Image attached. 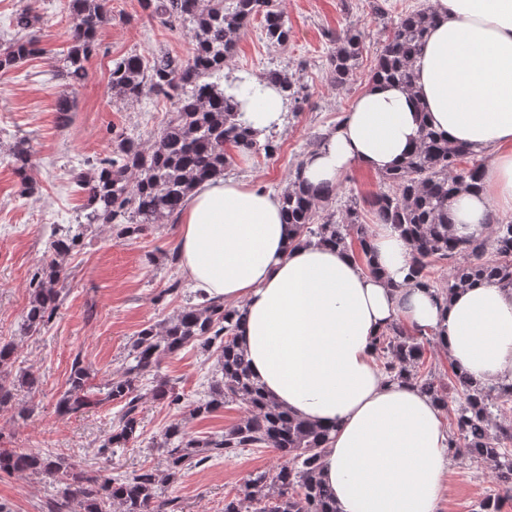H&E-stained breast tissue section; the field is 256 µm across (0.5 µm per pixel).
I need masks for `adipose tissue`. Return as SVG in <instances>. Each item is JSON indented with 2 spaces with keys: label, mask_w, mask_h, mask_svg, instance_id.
<instances>
[{
  "label": "adipose tissue",
  "mask_w": 512,
  "mask_h": 512,
  "mask_svg": "<svg viewBox=\"0 0 512 512\" xmlns=\"http://www.w3.org/2000/svg\"><path fill=\"white\" fill-rule=\"evenodd\" d=\"M431 3L414 88L369 83L326 146L304 158L302 176L317 187L355 168L388 171L425 124L485 158L479 188L450 203L455 236L482 235L512 214V0ZM253 85L247 122L282 126L281 94ZM179 222L181 272L209 298L244 306L238 345L266 395L331 427L321 479L336 512H436L449 464L443 410L381 372L373 339L396 320L441 327L442 349L473 381L512 382V289L480 281L437 302L408 282L412 247L386 224L373 241L378 276L336 248H289L279 194L231 179L196 187Z\"/></svg>",
  "instance_id": "adipose-tissue-1"
}]
</instances>
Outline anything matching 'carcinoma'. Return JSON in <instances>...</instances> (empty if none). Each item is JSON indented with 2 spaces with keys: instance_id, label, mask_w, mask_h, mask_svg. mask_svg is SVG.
<instances>
[{
  "instance_id": "obj_1",
  "label": "carcinoma",
  "mask_w": 512,
  "mask_h": 512,
  "mask_svg": "<svg viewBox=\"0 0 512 512\" xmlns=\"http://www.w3.org/2000/svg\"><path fill=\"white\" fill-rule=\"evenodd\" d=\"M108 2L66 0L72 45L57 65L68 88L58 101L64 120L71 110L70 95L88 78L86 63L96 50L98 31L112 21ZM140 4L163 27L188 35L193 54L182 59L159 52L148 60L128 54L112 61L108 85L113 103L133 105L147 97H163L173 111L151 143L123 130L114 131L109 154L87 160L86 167L72 171L71 180L84 194L85 203L74 223L55 228L50 242L53 259L37 268L29 280L30 297L22 322L26 333L48 327L57 315L66 293L59 287L62 267L56 258L71 253L92 226L109 224L117 238L133 240L152 224H176L187 193L198 183L224 177L233 155L269 156L278 150L273 132L261 138L242 120L244 104L237 90L248 78L236 77L225 88L217 82L236 54L240 33L255 18L262 17L269 43L288 45V18L276 0H140ZM372 10L383 21L384 39L370 80L413 88V64L433 22L432 10L413 9L390 22L380 0H374ZM12 25L15 37L0 48V71L4 72L42 52L36 38L41 16L23 9L14 15ZM325 37L331 45L326 76L331 85L342 89L359 65L365 35L349 25ZM263 79L278 88L290 111L303 110L309 94L299 75L273 68ZM470 156L466 145L424 126L405 161L383 174L390 190L354 197L339 214L329 206L336 188L326 186L314 193L300 181L298 165L289 174L283 193L285 221L293 232L291 244L330 243L374 272V225L388 224L411 243L413 285L433 291L436 298L446 302L449 295L482 279L512 288L511 219H495L490 236L458 238L450 230L451 200L460 187H474L481 179V163L458 167V162ZM10 157L22 176L24 190L34 191L27 179L32 167L30 139L14 138ZM367 212L373 215L371 224L365 220ZM489 253L497 259L487 258ZM458 256L464 261L455 267L453 282L446 288L434 285L429 265ZM197 298L188 295L173 317L143 328L128 349L123 369L103 384H91L89 367L81 356H75L67 388L57 400V412L67 416L105 402L120 404L112 433L95 449L96 456L112 459L139 438L143 378L158 372L165 357L191 344L217 362L215 379L194 405V414L209 415L239 402L248 409L243 420L220 435L203 438L190 434L184 420H169L157 442L165 458L162 476L143 468L129 475H92L63 456L24 448L0 450V472L50 479L55 494L49 512H105L114 502L121 512H180L176 499L162 496V482L173 483L213 459L228 460L244 448H271L280 459L274 475L254 473L244 483L242 496L224 500V512H335L319 480L322 450L332 428L306 425L265 398L237 344L245 309ZM424 340L426 334L396 321L375 337L374 355L390 378L418 388L445 410L449 403L456 404V433L448 437V455L482 461L493 468L498 489L479 502L478 512H500L502 503L512 500V422L497 419V412L512 403V383L487 388L453 365L452 378L462 394L455 400L447 385L421 371ZM16 360V346L0 343V408L15 399V385L6 378ZM151 396L169 407L180 405L182 399L169 380L158 376Z\"/></svg>"
}]
</instances>
